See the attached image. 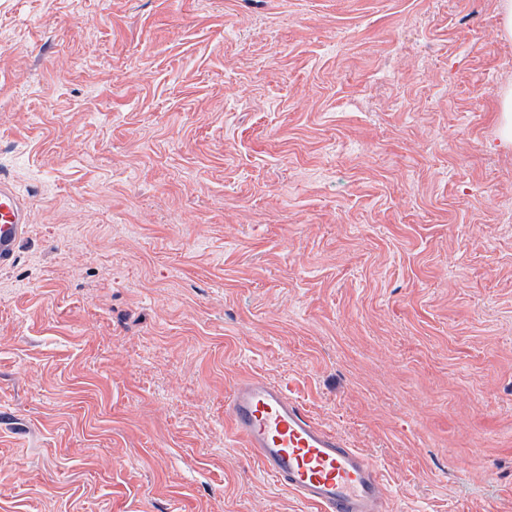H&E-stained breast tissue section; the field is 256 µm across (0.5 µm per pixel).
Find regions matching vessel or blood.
Instances as JSON below:
<instances>
[{
  "label": "vessel or blood",
  "instance_id": "b4317fda",
  "mask_svg": "<svg viewBox=\"0 0 512 512\" xmlns=\"http://www.w3.org/2000/svg\"><path fill=\"white\" fill-rule=\"evenodd\" d=\"M29 223L27 205L0 181V268L12 265ZM236 436L263 471L317 512H386L377 466L343 438L315 425L282 387L254 377L238 383L227 403Z\"/></svg>",
  "mask_w": 512,
  "mask_h": 512
}]
</instances>
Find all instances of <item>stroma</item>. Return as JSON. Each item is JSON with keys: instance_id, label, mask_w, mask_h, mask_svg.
<instances>
[{"instance_id": "stroma-1", "label": "stroma", "mask_w": 512, "mask_h": 512, "mask_svg": "<svg viewBox=\"0 0 512 512\" xmlns=\"http://www.w3.org/2000/svg\"><path fill=\"white\" fill-rule=\"evenodd\" d=\"M500 0H0V512H314L253 376L387 512H512ZM28 224L29 212L23 197L13 185L0 181V268L14 262ZM236 436L263 471L318 512H385L387 489L377 466L343 438L315 425L282 387L254 377L227 403Z\"/></svg>"}]
</instances>
